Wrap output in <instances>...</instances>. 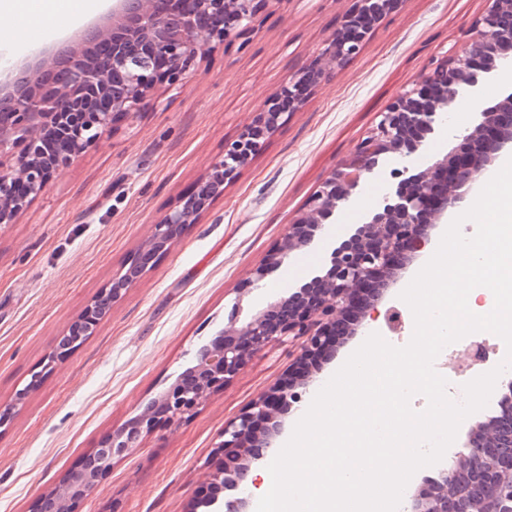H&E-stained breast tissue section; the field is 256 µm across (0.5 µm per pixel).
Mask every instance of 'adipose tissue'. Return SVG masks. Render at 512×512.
I'll use <instances>...</instances> for the list:
<instances>
[{
  "label": "adipose tissue",
  "mask_w": 512,
  "mask_h": 512,
  "mask_svg": "<svg viewBox=\"0 0 512 512\" xmlns=\"http://www.w3.org/2000/svg\"><path fill=\"white\" fill-rule=\"evenodd\" d=\"M105 5V0H83L73 5L71 0H0V14H28L34 25L53 24L63 30L78 29Z\"/></svg>",
  "instance_id": "1"
}]
</instances>
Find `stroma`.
Instances as JSON below:
<instances>
[{
	"mask_svg": "<svg viewBox=\"0 0 512 512\" xmlns=\"http://www.w3.org/2000/svg\"><path fill=\"white\" fill-rule=\"evenodd\" d=\"M353 5L280 0L246 42L210 49L183 83L157 86L13 223L0 224V409L11 412L0 427V512H36L44 494L178 379L232 309L248 317L309 281L404 178L447 152L466 112L448 113L414 151L381 160L308 247L253 282L336 165L398 95L458 50L488 6L401 0L336 77L284 114L252 163L149 262L92 336L54 360L60 337L125 272L153 225L266 100L314 62ZM301 344L282 337L190 416L142 433L78 512H191L224 466L225 425L287 381Z\"/></svg>",
	"mask_w": 512,
	"mask_h": 512,
	"instance_id": "35a3bbf8",
	"label": "stroma"
}]
</instances>
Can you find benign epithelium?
Segmentation results:
<instances>
[{
  "label": "benign epithelium",
  "mask_w": 512,
  "mask_h": 512,
  "mask_svg": "<svg viewBox=\"0 0 512 512\" xmlns=\"http://www.w3.org/2000/svg\"><path fill=\"white\" fill-rule=\"evenodd\" d=\"M279 0H112V14L103 24L82 29L61 50L37 55L23 64L0 67V224L40 195L48 183L86 150L97 146L118 114L140 109L157 85L180 83L198 56L254 31L261 8ZM474 33L458 52L436 66L402 93L382 114L371 136L332 171L310 199L306 210L285 229L277 250L253 272L263 280L282 255L307 246L378 162L382 154L418 147L410 139L425 135L447 118L448 106L478 86L484 75L512 67V0H489ZM393 0H355L336 33L320 53L321 68L300 70L286 86L313 91L336 76L356 57L363 40L345 36L356 12L386 17ZM283 113L267 101L254 122L232 141L210 167L194 192L153 225L145 255L163 252L184 225L192 224L210 203L224 194L261 150L263 137L274 131ZM457 144L434 158L424 171L404 179L393 200L343 240L332 252L330 265L305 285L293 289L253 314L242 324L229 318L224 334L196 353L191 365L161 396L123 429L112 434V457L134 448L142 431L181 419L193 412L208 392L235 378L254 354L283 336L306 340L295 374V385L275 388L259 397L224 426V468L214 481L234 492L225 512H253L246 484L252 467L264 462L283 431V417L300 408L302 393L316 383L305 370L315 356L332 358L340 329L355 310H363L355 331L369 332L366 312L398 282L406 266L430 242V231L466 201L474 183L497 155L512 148V92L479 111L474 127L455 136ZM139 279L132 269L112 281L117 299L127 283ZM502 417L477 423L452 467L465 466L471 452L484 442L509 432L512 448V389L499 400ZM500 494L475 512H512V456L487 462ZM65 512H77L86 489L69 481ZM447 468L424 479L405 498L404 512H450Z\"/></svg>",
  "instance_id": "1"
}]
</instances>
